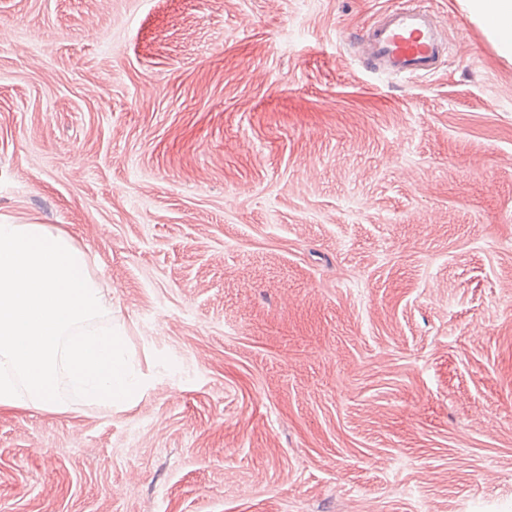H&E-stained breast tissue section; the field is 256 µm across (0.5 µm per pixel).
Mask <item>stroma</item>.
Instances as JSON below:
<instances>
[{"label": "stroma", "mask_w": 512, "mask_h": 512, "mask_svg": "<svg viewBox=\"0 0 512 512\" xmlns=\"http://www.w3.org/2000/svg\"><path fill=\"white\" fill-rule=\"evenodd\" d=\"M0 0V221L89 254L140 386L0 411V512H512V62L459 0ZM420 2L405 0L384 11L360 38V59L374 70L402 78L437 72L448 57L446 30L459 20L450 14L441 18Z\"/></svg>", "instance_id": "obj_1"}]
</instances>
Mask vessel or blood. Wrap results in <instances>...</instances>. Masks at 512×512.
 Returning <instances> with one entry per match:
<instances>
[{
    "label": "vessel or blood",
    "instance_id": "b4317fda",
    "mask_svg": "<svg viewBox=\"0 0 512 512\" xmlns=\"http://www.w3.org/2000/svg\"><path fill=\"white\" fill-rule=\"evenodd\" d=\"M458 24L456 16H439L420 0H401L362 35L360 58L392 76L412 79L433 74L448 56L446 31Z\"/></svg>",
    "mask_w": 512,
    "mask_h": 512
}]
</instances>
